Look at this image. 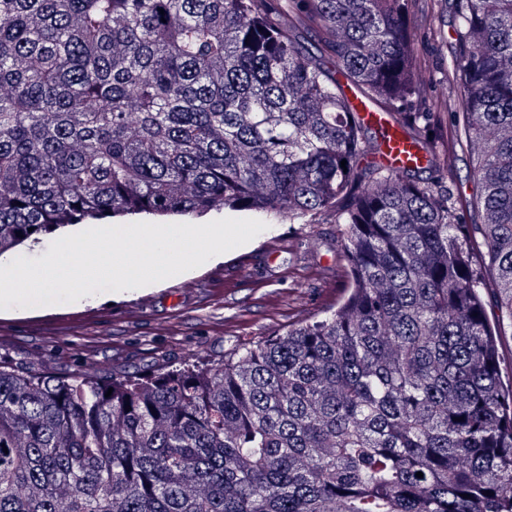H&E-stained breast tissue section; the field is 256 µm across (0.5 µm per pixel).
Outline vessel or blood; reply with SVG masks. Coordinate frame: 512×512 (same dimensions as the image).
<instances>
[{
  "instance_id": "vessel-or-blood-1",
  "label": "vessel or blood",
  "mask_w": 512,
  "mask_h": 512,
  "mask_svg": "<svg viewBox=\"0 0 512 512\" xmlns=\"http://www.w3.org/2000/svg\"><path fill=\"white\" fill-rule=\"evenodd\" d=\"M352 104L365 124L379 131L380 159L385 165L394 169L420 166L421 150L404 136L402 129L395 123L389 112L378 109L357 97L353 98Z\"/></svg>"
}]
</instances>
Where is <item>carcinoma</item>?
I'll return each instance as SVG.
<instances>
[{"label": "carcinoma", "instance_id": "1", "mask_svg": "<svg viewBox=\"0 0 512 512\" xmlns=\"http://www.w3.org/2000/svg\"><path fill=\"white\" fill-rule=\"evenodd\" d=\"M409 2L0 0V257L228 207L330 219L347 272L328 316L203 368L0 365V512H512V383L472 263L478 234L512 327V0H429L433 42L454 18L438 75ZM348 90L427 165H378ZM473 168L472 156L467 150L459 151L457 159L455 161V172L457 175V181H461L460 190L464 194L463 196L469 197L473 191V184L469 183L466 179L469 178V173Z\"/></svg>", "mask_w": 512, "mask_h": 512}]
</instances>
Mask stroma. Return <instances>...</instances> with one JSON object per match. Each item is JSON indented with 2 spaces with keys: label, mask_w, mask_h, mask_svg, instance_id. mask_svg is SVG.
I'll use <instances>...</instances> for the list:
<instances>
[{
  "label": "stroma",
  "mask_w": 512,
  "mask_h": 512,
  "mask_svg": "<svg viewBox=\"0 0 512 512\" xmlns=\"http://www.w3.org/2000/svg\"><path fill=\"white\" fill-rule=\"evenodd\" d=\"M255 219L266 228L248 250L227 252L161 288L124 291L96 307L57 304L30 313L18 304L0 310V362L40 361L57 375L95 365L101 379L149 375L175 368L188 354L199 363L261 340L297 318L324 315L344 293L347 278L335 264L334 224H292L251 210L214 209L184 223Z\"/></svg>",
  "instance_id": "35a3bbf8"
}]
</instances>
